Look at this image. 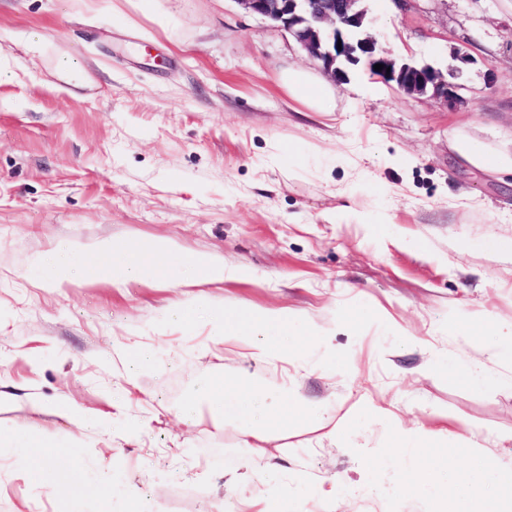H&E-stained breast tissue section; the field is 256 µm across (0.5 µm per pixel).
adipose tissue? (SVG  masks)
<instances>
[{
    "instance_id": "1",
    "label": "adipose tissue",
    "mask_w": 512,
    "mask_h": 512,
    "mask_svg": "<svg viewBox=\"0 0 512 512\" xmlns=\"http://www.w3.org/2000/svg\"><path fill=\"white\" fill-rule=\"evenodd\" d=\"M275 82L289 99L308 111L335 109L332 87L310 70L297 68L279 72ZM448 148L462 163L497 180L512 176V132L497 133L493 143L481 144L464 128L455 126L448 132ZM88 254L93 257L91 270L95 278L117 287L155 278L173 288H190L221 285L242 276L239 268L226 266L223 261L206 255L177 258L175 249L164 239L141 252L123 250L112 241L102 240L89 247L69 244L46 256L41 264L43 283L50 288L62 287L68 280L72 261ZM213 321L219 341L250 348L252 359L287 360V345L270 338L272 332L281 330L287 323V313L264 310L232 321L218 314ZM369 409L373 416L394 427L398 447L421 453L416 485L429 494L442 496L445 512H468L469 501L488 486L496 495L512 500V469H502L484 460L478 442L460 444L457 432L445 426H405L389 409L375 403L370 404ZM207 412L234 425L246 444L260 439L272 427L287 424L295 415L309 420L327 437L345 433L350 425L349 414L302 402L290 394L287 387L262 390L243 379L221 387L208 380L199 383L196 394L183 401L180 419L191 426ZM430 446L436 447V455H427L426 449ZM461 455L479 462L478 477H453L451 462Z\"/></svg>"
}]
</instances>
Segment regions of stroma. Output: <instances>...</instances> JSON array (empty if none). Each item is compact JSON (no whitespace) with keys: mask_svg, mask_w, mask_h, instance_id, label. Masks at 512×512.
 <instances>
[{"mask_svg":"<svg viewBox=\"0 0 512 512\" xmlns=\"http://www.w3.org/2000/svg\"><path fill=\"white\" fill-rule=\"evenodd\" d=\"M113 0H0V435L35 430L58 464L33 478L0 447V512H242L278 474L283 512H327L300 482L341 475L347 512H435L406 473L365 459L393 450L392 428L367 395L403 421L466 422L487 459L512 467V183L459 164L457 123L491 142L512 125V9L505 0H365L379 45L463 86L464 103L408 94L350 69L332 112H302L276 87L288 67L321 63L237 0H158L162 30L143 16L116 24ZM71 59L75 67L59 70ZM467 195L478 209L460 208ZM102 239L134 251L168 240L180 254L240 265V280L202 291L211 311L282 310L287 364L215 344L212 323L169 312L193 293L160 281L115 288L71 270L68 288L40 287V261L65 243ZM467 317L474 348L454 328ZM332 333V347L315 335ZM495 346L485 384L460 372ZM155 350L134 367L135 355ZM136 387L125 394L126 376ZM250 373L327 407L355 405L342 438L294 417L257 449L235 428L177 412L204 379ZM65 400L83 429L34 408ZM143 423L137 433L124 423ZM112 481L96 482L101 466ZM85 481L66 488L69 467ZM136 489L137 498L126 495Z\"/></svg>","mask_w":512,"mask_h":512,"instance_id":"35a3bbf8","label":"stroma"}]
</instances>
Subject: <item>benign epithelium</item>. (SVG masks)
Segmentation results:
<instances>
[{
	"instance_id": "obj_1",
	"label": "benign epithelium",
	"mask_w": 512,
	"mask_h": 512,
	"mask_svg": "<svg viewBox=\"0 0 512 512\" xmlns=\"http://www.w3.org/2000/svg\"><path fill=\"white\" fill-rule=\"evenodd\" d=\"M247 12L271 20L288 31L301 47L322 63L325 73L342 84L347 73L337 65L342 58L364 60L371 74L387 84L415 94L428 92L453 107L464 101L462 87L435 68L398 62L379 46L364 25L359 0H236ZM383 65L382 70L374 65Z\"/></svg>"
}]
</instances>
